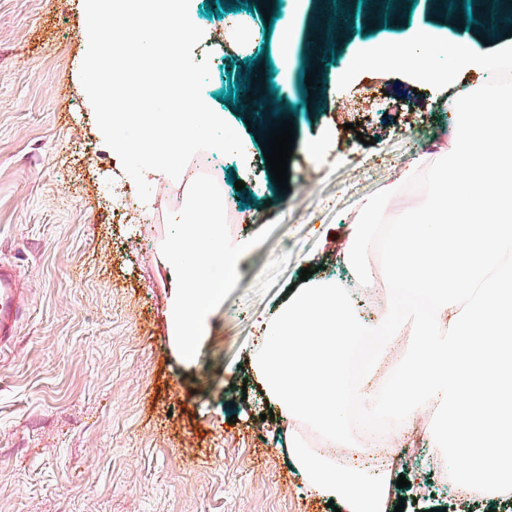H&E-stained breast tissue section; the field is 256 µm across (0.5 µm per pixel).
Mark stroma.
I'll return each instance as SVG.
<instances>
[{
  "mask_svg": "<svg viewBox=\"0 0 512 512\" xmlns=\"http://www.w3.org/2000/svg\"><path fill=\"white\" fill-rule=\"evenodd\" d=\"M214 2L195 0L205 38L193 57L209 63L203 93L214 110L251 142L245 158L223 163L216 184L243 206L231 236H268L187 362L172 338L167 225L127 223L108 194L128 176L80 80L84 0H0V261L31 289L16 341L0 353V512H334L293 468L285 424L260 417L265 396L250 368L257 320L299 285L301 269L348 279L336 254L358 201L436 153L451 128L450 111L437 106L445 92L497 75L466 70L454 83H431L347 51L337 62L346 87L372 106L333 109L327 70L319 106L304 108L305 94L293 90L298 138L325 150L293 153L282 194L240 102L219 99L239 72L234 57H277L282 33L226 43L223 19L204 12ZM397 451L395 474L425 481L398 489L404 512L458 501L431 442Z\"/></svg>",
  "mask_w": 512,
  "mask_h": 512,
  "instance_id": "stroma-1",
  "label": "stroma"
}]
</instances>
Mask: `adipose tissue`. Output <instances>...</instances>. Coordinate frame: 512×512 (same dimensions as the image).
I'll use <instances>...</instances> for the list:
<instances>
[{
	"mask_svg": "<svg viewBox=\"0 0 512 512\" xmlns=\"http://www.w3.org/2000/svg\"><path fill=\"white\" fill-rule=\"evenodd\" d=\"M441 40L438 28L417 24L401 40L364 44L357 54L396 61L433 83L512 57V42L490 51L471 40L440 59L433 49ZM460 96L469 106L457 113L447 146L362 198L336 257L363 285L381 279L400 292L385 293L368 321L349 291L312 279L260 321L253 371L288 423L292 465L340 512H391L395 499L390 467L346 460L348 358L372 333L402 361L362 401L404 430L428 419L437 447L464 464L460 488L512 494V87L486 98L467 87ZM420 177L424 200L378 239L375 228L392 200ZM309 424L323 437L321 449L303 436Z\"/></svg>",
	"mask_w": 512,
	"mask_h": 512,
	"instance_id": "adipose-tissue-1",
	"label": "adipose tissue"
}]
</instances>
